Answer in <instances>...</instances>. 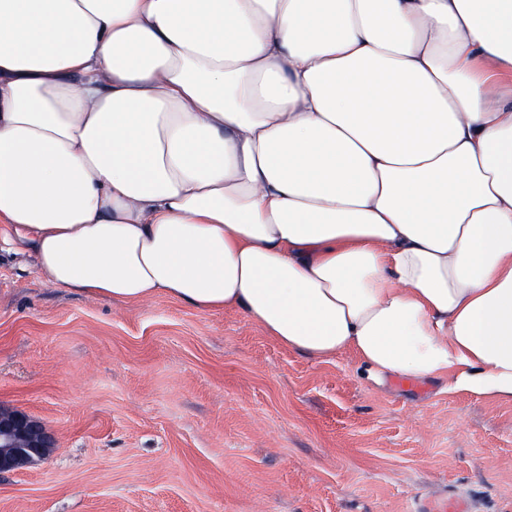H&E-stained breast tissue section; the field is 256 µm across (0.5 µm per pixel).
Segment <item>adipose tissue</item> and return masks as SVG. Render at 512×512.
I'll return each instance as SVG.
<instances>
[{"label": "adipose tissue", "instance_id": "adipose-tissue-1", "mask_svg": "<svg viewBox=\"0 0 512 512\" xmlns=\"http://www.w3.org/2000/svg\"><path fill=\"white\" fill-rule=\"evenodd\" d=\"M512 402V0H0V252Z\"/></svg>", "mask_w": 512, "mask_h": 512}]
</instances>
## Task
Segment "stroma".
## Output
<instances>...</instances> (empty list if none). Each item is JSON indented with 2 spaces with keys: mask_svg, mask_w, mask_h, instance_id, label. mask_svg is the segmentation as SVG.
<instances>
[{
  "mask_svg": "<svg viewBox=\"0 0 512 512\" xmlns=\"http://www.w3.org/2000/svg\"><path fill=\"white\" fill-rule=\"evenodd\" d=\"M55 438L0 512H512V403L288 350L234 309L121 304L0 257V407ZM413 512H471L466 497L447 491L414 499Z\"/></svg>",
  "mask_w": 512,
  "mask_h": 512,
  "instance_id": "stroma-1",
  "label": "stroma"
}]
</instances>
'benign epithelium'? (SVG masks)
<instances>
[{
	"label": "benign epithelium",
	"instance_id": "benign-epithelium-1",
	"mask_svg": "<svg viewBox=\"0 0 512 512\" xmlns=\"http://www.w3.org/2000/svg\"><path fill=\"white\" fill-rule=\"evenodd\" d=\"M51 445L39 420L20 410L0 409V472L42 458Z\"/></svg>",
	"mask_w": 512,
	"mask_h": 512
}]
</instances>
